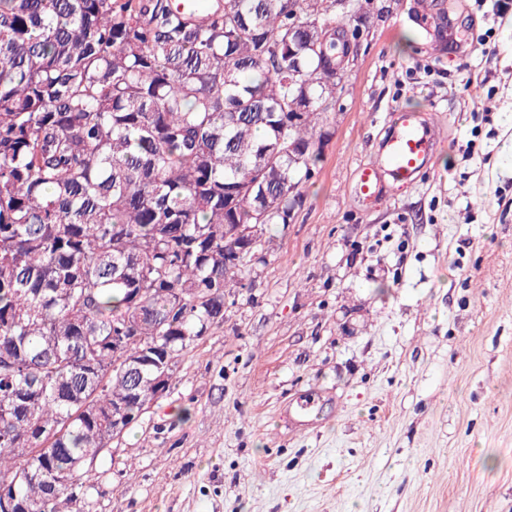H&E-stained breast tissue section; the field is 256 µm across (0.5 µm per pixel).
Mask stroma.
<instances>
[{
  "label": "stroma",
  "mask_w": 512,
  "mask_h": 512,
  "mask_svg": "<svg viewBox=\"0 0 512 512\" xmlns=\"http://www.w3.org/2000/svg\"><path fill=\"white\" fill-rule=\"evenodd\" d=\"M435 2L486 47L434 46L419 0H374L293 222L86 461V512H512V0L493 20ZM397 110L435 115L445 144L413 187L359 201ZM306 393L320 426L287 428Z\"/></svg>",
  "instance_id": "35a3bbf8"
}]
</instances>
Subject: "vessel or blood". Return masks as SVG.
<instances>
[{"label": "vessel or blood", "mask_w": 512, "mask_h": 512, "mask_svg": "<svg viewBox=\"0 0 512 512\" xmlns=\"http://www.w3.org/2000/svg\"><path fill=\"white\" fill-rule=\"evenodd\" d=\"M440 142L437 121L417 112H393L374 160L355 173L356 197L380 200L415 184Z\"/></svg>", "instance_id": "b4317fda"}]
</instances>
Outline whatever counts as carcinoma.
I'll list each match as a JSON object with an SVG mask.
<instances>
[{"mask_svg": "<svg viewBox=\"0 0 512 512\" xmlns=\"http://www.w3.org/2000/svg\"><path fill=\"white\" fill-rule=\"evenodd\" d=\"M337 22L333 0H0V480L29 475L28 512H83L112 404L138 415L224 319L254 252L224 269V225L292 222L340 79L335 40L288 24ZM128 320L143 340L115 349Z\"/></svg>", "mask_w": 512, "mask_h": 512, "instance_id": "1", "label": "carcinoma"}]
</instances>
